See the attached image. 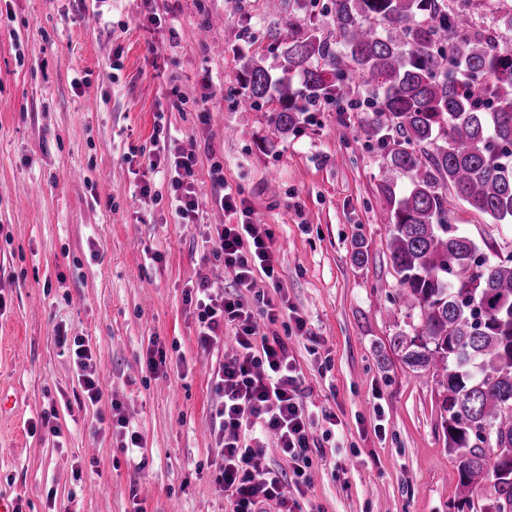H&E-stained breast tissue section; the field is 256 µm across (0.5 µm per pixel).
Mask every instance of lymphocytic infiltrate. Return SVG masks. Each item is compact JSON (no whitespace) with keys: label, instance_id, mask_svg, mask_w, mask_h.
<instances>
[{"label":"lymphocytic infiltrate","instance_id":"obj_1","mask_svg":"<svg viewBox=\"0 0 512 512\" xmlns=\"http://www.w3.org/2000/svg\"><path fill=\"white\" fill-rule=\"evenodd\" d=\"M163 160L171 169L172 208L182 223H196V156L177 153L163 159L155 154L147 164L153 169ZM210 179L216 189L214 206L238 217L237 223L218 228L215 241V254L223 258L232 278L231 290L202 277L186 298L197 311L198 342L203 349L218 343L225 328L233 330L235 352L220 363L215 377L219 401L213 417L224 449L216 480L230 499L232 512H266L270 506L276 512H294L297 499L288 492V478H306L310 452L317 442L314 422L304 409L301 378L286 354V345L278 338L261 337L257 322L261 316L271 321L278 317L273 301L255 289L256 273L272 282L278 279L272 235L254 224L250 209L238 195L226 190L222 166H212ZM57 341L73 359L84 401L99 402L102 390L91 350L78 337L70 339L61 333ZM247 430L271 437L291 472L269 467L264 448L247 444L243 436Z\"/></svg>","mask_w":512,"mask_h":512}]
</instances>
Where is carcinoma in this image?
I'll use <instances>...</instances> for the list:
<instances>
[{
    "mask_svg": "<svg viewBox=\"0 0 512 512\" xmlns=\"http://www.w3.org/2000/svg\"><path fill=\"white\" fill-rule=\"evenodd\" d=\"M307 2L264 0L281 75L251 56L233 93L257 108L278 89L270 121L283 133L322 103L365 113L364 146L386 154L377 192L397 299L420 318L392 336L393 351L439 387L458 508L474 507L490 478L485 512H512V255L482 254L445 206L451 189L491 223H512V9L484 30L466 0H328L326 35Z\"/></svg>",
    "mask_w": 512,
    "mask_h": 512,
    "instance_id": "obj_1",
    "label": "carcinoma"
}]
</instances>
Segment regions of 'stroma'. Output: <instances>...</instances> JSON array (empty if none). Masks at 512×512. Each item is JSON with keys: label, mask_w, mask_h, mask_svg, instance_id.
I'll return each mask as SVG.
<instances>
[{"label": "stroma", "mask_w": 512, "mask_h": 512, "mask_svg": "<svg viewBox=\"0 0 512 512\" xmlns=\"http://www.w3.org/2000/svg\"><path fill=\"white\" fill-rule=\"evenodd\" d=\"M262 14V0H0V497L21 512H229L212 419L224 352L199 347L185 303L199 276L230 281L210 252L229 221L211 204L216 163L273 235L279 281L257 291L309 329L262 324L318 424L301 512H457L437 386L390 344L407 317L380 219L385 153L359 147L358 112L324 105L284 135L277 98L236 104L244 57L267 53ZM234 25L246 38L225 46ZM163 145L198 160L197 223L171 207L168 170L144 172ZM447 208L482 253L512 252V224L452 195ZM61 328L93 352L96 404L77 401ZM154 349L166 360L152 372ZM116 403L141 448L113 435ZM50 412L61 437L36 428Z\"/></svg>", "instance_id": "35a3bbf8"}]
</instances>
